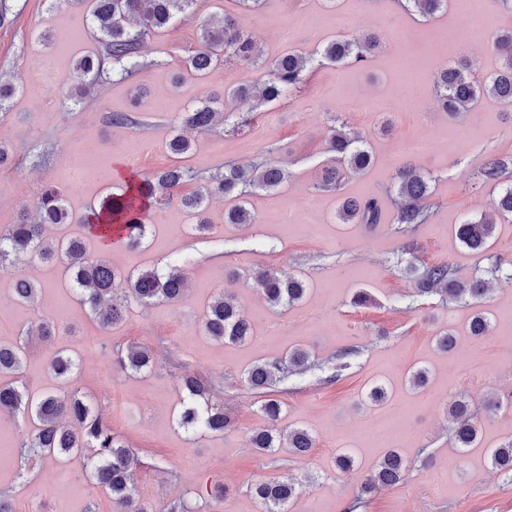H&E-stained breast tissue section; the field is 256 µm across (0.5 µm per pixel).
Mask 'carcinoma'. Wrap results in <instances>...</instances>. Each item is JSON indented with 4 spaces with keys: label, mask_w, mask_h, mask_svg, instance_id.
Wrapping results in <instances>:
<instances>
[{
    "label": "carcinoma",
    "mask_w": 512,
    "mask_h": 512,
    "mask_svg": "<svg viewBox=\"0 0 512 512\" xmlns=\"http://www.w3.org/2000/svg\"><path fill=\"white\" fill-rule=\"evenodd\" d=\"M424 16H432L447 6V0H408ZM195 0H92L89 9L80 14V20L89 31L98 34L101 50L76 60L75 71L89 77L85 85L73 87L81 98L97 82L114 75L124 78L146 66L140 50L145 41L173 26L189 12ZM378 36L370 34L362 40L340 37L327 43L319 55L321 62L336 66L345 63H364L368 55L379 47ZM503 56L501 68L479 78L467 63L446 66L433 74V86L438 106L448 116L460 118L476 108L484 97H493L512 108V32L500 34L495 40ZM236 59L245 67L260 65V51L248 35L240 14H224L220 23L211 22L202 27L200 46L186 61L184 73L195 75L211 72L224 65L228 58ZM313 58L302 53L283 54L268 65L269 77L256 83L243 84L224 93L227 105L236 99H254L256 105L273 103L289 92L300 88L303 73ZM217 98L199 101L190 112L182 113V124L191 129L210 128L221 111L214 108ZM328 151L331 163L323 169L316 189L337 192L343 182L361 175L374 162L366 141L350 136L344 126L330 130ZM507 162L491 155L479 171L482 181L497 182L505 172ZM190 178L189 170L173 165L152 177L128 181L118 195H106L89 208L82 218L87 237L52 239L47 236L50 225L66 224L69 212L64 200L53 189L45 190L38 199L32 216L20 215L18 221L0 234V271L12 265V256L26 252L43 262L59 260L66 264L73 281L72 290L77 299L89 306L98 324L112 329L123 322L129 301L140 304L176 303L186 290L185 266L190 259L169 266L165 272L157 268L123 275L114 266L95 259L87 250L91 239L104 246L122 243L139 244L146 235L152 217L153 200L159 196L175 201L197 217L195 228L207 233L213 225L205 216L206 198L219 196L233 201L225 213L229 224H252L254 216L246 207L245 196L254 189H275L288 178V170L278 165L231 164L224 171L205 178L203 190L191 195L180 193ZM433 178L409 164L395 173V223L411 227L424 224L429 213L424 200L431 194ZM338 217L344 224H366L375 227L382 223L383 201L376 195L360 200L344 199L338 208ZM512 218V187L507 186L493 197L490 212L479 220H468L456 227V237L468 250L483 253L493 236L496 218ZM407 271L413 274L414 293L417 296L437 294L448 303H478L486 298L493 280H512V264L494 260L488 267L468 279L458 278L447 264L419 267L411 261ZM252 280L264 301L273 309L291 307L301 302L308 292L306 281L295 276H284L273 269H259ZM125 283V294L114 295L115 283ZM11 297L14 302L35 306L39 288L27 278H11ZM492 318L485 312L475 313L469 323L470 335L479 338L491 330ZM58 321L52 317H36L25 336H39L44 340L56 335ZM202 327L207 336L219 343L241 344L251 336V325L234 298L222 293L207 305L202 316ZM26 345L0 344V376L16 374L23 363ZM355 346L341 348L334 357L335 372L326 377L334 383L349 369L358 356ZM116 365L125 372L141 374L157 366L156 353L147 346H129L113 351ZM316 363L310 351L297 347L275 361L258 362L246 372V383L253 391L269 388L278 376L304 374ZM76 362L69 356L56 354L48 364L49 374L66 387L73 380ZM180 387L195 399L178 417V425L189 435L203 429L222 432L231 427L224 404L213 400L215 388L200 378L185 374ZM451 425L450 437L461 450L473 448L479 440V426L471 401L463 394L448 400ZM282 404L275 398L261 401L260 412L270 425L253 430L248 436L249 446L260 453H272L287 447L298 455H306L314 447V438L305 428L297 427L284 435L271 427L278 420ZM29 415L33 422L31 434L17 444L7 445V454L17 455L21 463L33 459L61 462L67 456L87 452L92 480L116 505L118 512H154L139 503L132 493L134 476L141 460L126 443L112 432V425L97 410L91 408L78 390L63 394L46 393L38 398L26 387L13 383L0 385V421L11 420L20 413ZM486 460L512 484V438L495 448L485 449ZM408 475V461L396 450L384 456L360 478L356 506L362 507L381 487L403 482ZM312 484V478L283 482L277 479L260 481L252 492L261 506V512H288V506L300 490Z\"/></svg>",
    "instance_id": "1"
}]
</instances>
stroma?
<instances>
[{"mask_svg":"<svg viewBox=\"0 0 512 512\" xmlns=\"http://www.w3.org/2000/svg\"><path fill=\"white\" fill-rule=\"evenodd\" d=\"M5 3L0 74L14 79L18 90L0 112V144L9 151L0 166V230L16 223L22 211L34 210L48 183L77 218L103 195L121 193L128 172L149 176L177 162L207 175L228 162L280 163L290 172L279 188L248 196L255 216L249 225L225 223L226 203L219 198L208 205L206 215L215 229L205 235L197 233L194 218L177 203L156 204L141 245L114 248L107 258L128 274L156 267L163 257H190L187 293L173 306L130 303L124 321L109 331L74 297L64 267L19 256L13 274L39 281L42 291L32 308L8 303L7 292L0 291V342L15 341L35 316L67 307L56 336L29 345L18 379L31 395L55 390L46 366L57 352L72 355L79 363L74 386L146 460L136 472V493L158 507L182 500L193 512H260L251 493L256 482L308 473L315 482L292 512H345L356 495L359 470L371 468L386 451L371 443L372 430L401 414L413 435L399 446L410 461L409 474L403 483L376 493L363 512H512V485L485 458L486 449L512 437V407L482 416L481 445L470 449L462 464L444 414L449 395L456 392L479 406L512 393V281L495 282L481 305L449 306L437 295H414L405 273L410 255L403 250L414 245L421 263L450 264L463 279L487 267L490 257L512 261V219L497 222L487 256L469 251L455 236L463 219L476 220L489 211L495 190L478 173L488 155L512 157V112L486 98L457 122L439 109L432 87L438 67L464 59L475 61L481 76L500 68L494 41L512 31V0H476L482 29L476 43L467 16L453 4L425 17L405 10L401 0H266L260 11L243 14L264 60L290 51L314 54L338 35L373 32L381 46L363 64L308 70L302 89L275 104L236 101L242 130L228 133L219 125L189 132L193 147L180 159L168 144L181 112L207 94L220 95L268 75L267 69L231 60L205 78L172 86L184 59L199 45L202 21L242 14L238 0H197L162 36L146 41L143 68L125 80L101 82L77 102L66 98L65 88L75 78V60L99 50L97 37L85 36L59 59L57 74L31 79L32 57L54 49L75 11L68 0ZM113 112L136 113L140 124L112 126L107 117ZM341 124L363 136L376 158L364 174L346 180L343 194L386 200L379 227L341 223L335 195L315 188L330 159L326 137ZM413 138L429 139L430 150L402 152L401 143ZM46 150L49 163L38 164L37 155ZM77 153L92 165L105 161L116 176L85 179L71 163ZM406 163L433 178L427 201L431 217L400 234L390 189L396 168ZM281 213L292 224H314L318 230L295 233L292 224L276 223ZM260 267L304 279L308 294L294 306L270 308L251 286L250 276ZM360 289L371 298L364 307L351 303ZM222 290L237 297L252 324L247 343L220 344L203 333V311ZM479 308L493 315L494 325L488 336L472 339L467 325ZM447 328L468 339L471 353L465 359L436 349V335ZM131 345L160 347L163 365L143 374L111 370L112 347ZM347 345L357 346L358 356L342 381L327 384L336 351ZM298 346L310 348L317 365L276 382L274 393L284 403L276 426L308 429L315 446L303 457L288 448L265 456L247 443L248 434L264 421L244 374L254 363L280 359ZM418 366L430 372L420 392L408 379ZM183 372L219 382L218 397L232 430L191 437L178 427ZM377 384L386 387V402L364 405L365 394ZM343 452L355 457L358 471L337 469L336 457ZM218 485L229 487L225 498H213ZM0 490L9 491L15 512H29L34 502L43 512H115L79 455L61 464L31 466L24 475L15 461H0Z\"/></svg>","mask_w":512,"mask_h":512,"instance_id":"35a3bbf8","label":"stroma"}]
</instances>
